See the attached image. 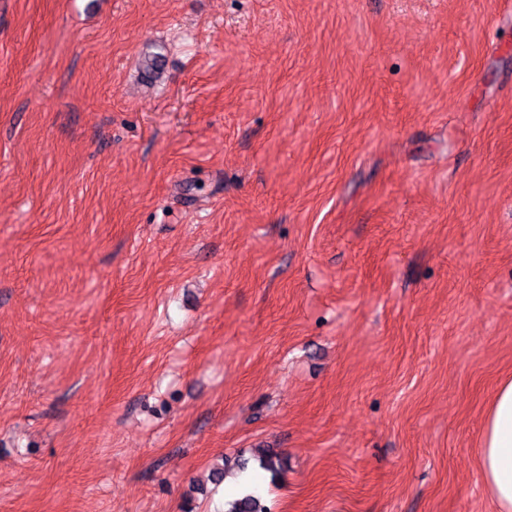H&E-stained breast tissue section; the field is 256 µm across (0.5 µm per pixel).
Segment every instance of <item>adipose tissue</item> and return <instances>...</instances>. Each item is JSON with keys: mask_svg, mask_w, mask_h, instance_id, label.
<instances>
[{"mask_svg": "<svg viewBox=\"0 0 512 512\" xmlns=\"http://www.w3.org/2000/svg\"><path fill=\"white\" fill-rule=\"evenodd\" d=\"M480 468L497 512H512V380L501 382L487 409L480 441Z\"/></svg>", "mask_w": 512, "mask_h": 512, "instance_id": "adipose-tissue-1", "label": "adipose tissue"}]
</instances>
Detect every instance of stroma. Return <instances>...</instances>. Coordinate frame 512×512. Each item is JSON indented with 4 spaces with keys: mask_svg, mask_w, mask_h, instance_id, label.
I'll return each mask as SVG.
<instances>
[{
    "mask_svg": "<svg viewBox=\"0 0 512 512\" xmlns=\"http://www.w3.org/2000/svg\"><path fill=\"white\" fill-rule=\"evenodd\" d=\"M507 376L512 0H0V512H496ZM480 468L497 512L512 511V380L501 382L487 409L480 441Z\"/></svg>",
    "mask_w": 512,
    "mask_h": 512,
    "instance_id": "35a3bbf8",
    "label": "stroma"
}]
</instances>
